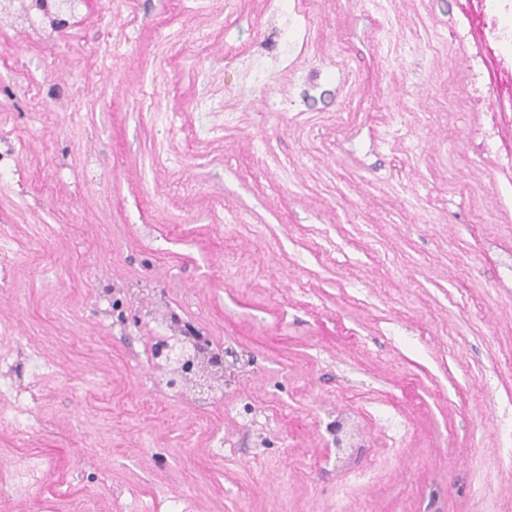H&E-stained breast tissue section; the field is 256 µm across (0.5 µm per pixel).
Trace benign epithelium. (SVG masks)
<instances>
[{
  "label": "benign epithelium",
  "instance_id": "obj_1",
  "mask_svg": "<svg viewBox=\"0 0 512 512\" xmlns=\"http://www.w3.org/2000/svg\"><path fill=\"white\" fill-rule=\"evenodd\" d=\"M159 352L176 364L173 373L165 377L167 389L176 391L192 382L200 392L211 389V381L222 377L230 384L235 377L236 363L224 359L222 350L214 348L201 336H193L185 344H171L162 341Z\"/></svg>",
  "mask_w": 512,
  "mask_h": 512
}]
</instances>
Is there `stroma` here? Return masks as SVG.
Segmentation results:
<instances>
[{
    "instance_id": "obj_1",
    "label": "stroma",
    "mask_w": 512,
    "mask_h": 512,
    "mask_svg": "<svg viewBox=\"0 0 512 512\" xmlns=\"http://www.w3.org/2000/svg\"><path fill=\"white\" fill-rule=\"evenodd\" d=\"M291 7L85 0L49 55L0 22V321L52 366L0 375L36 410L0 512H512V169L458 106L465 0H306L286 52ZM154 301L245 359L223 404L164 386Z\"/></svg>"
}]
</instances>
